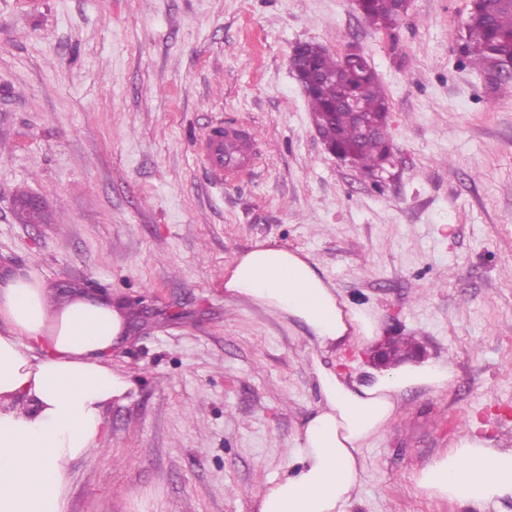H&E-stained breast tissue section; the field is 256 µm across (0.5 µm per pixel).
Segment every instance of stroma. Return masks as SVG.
Instances as JSON below:
<instances>
[{
  "mask_svg": "<svg viewBox=\"0 0 512 512\" xmlns=\"http://www.w3.org/2000/svg\"><path fill=\"white\" fill-rule=\"evenodd\" d=\"M470 0H410L389 29L353 0H0V273L53 303L89 282L140 299L112 369L102 452L69 512H254L319 402L306 328L224 281L266 242L309 255L382 336L415 337L452 384L415 388L366 443L353 512H458L413 490L457 434L512 448V82L462 54ZM357 45L389 105L378 178L330 155L290 55ZM258 165L215 187L195 138L216 117ZM52 219L22 223L14 196Z\"/></svg>",
  "mask_w": 512,
  "mask_h": 512,
  "instance_id": "stroma-1",
  "label": "stroma"
}]
</instances>
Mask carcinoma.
I'll return each mask as SVG.
<instances>
[{
	"mask_svg": "<svg viewBox=\"0 0 512 512\" xmlns=\"http://www.w3.org/2000/svg\"><path fill=\"white\" fill-rule=\"evenodd\" d=\"M363 20L377 28L395 24L406 12L405 0H360L357 7ZM464 56L469 63L485 70L499 65L512 64V6L496 7L494 21L470 17L466 23ZM300 64L312 69L323 79L315 93L308 96L313 122L322 138L340 142L352 153L354 166L372 171L381 165L388 135V102L381 83L373 71L354 66L347 69L343 80L336 81L341 60L331 56L323 47L306 43ZM357 100L361 111L369 112L378 122V130L369 137L363 136L351 112L336 110L331 116V106L342 97Z\"/></svg>",
	"mask_w": 512,
	"mask_h": 512,
	"instance_id": "carcinoma-1",
	"label": "carcinoma"
}]
</instances>
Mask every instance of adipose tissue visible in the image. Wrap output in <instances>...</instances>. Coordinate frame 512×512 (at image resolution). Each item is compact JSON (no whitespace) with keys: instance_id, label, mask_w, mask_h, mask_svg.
I'll list each match as a JSON object with an SVG mask.
<instances>
[{"instance_id":"adipose-tissue-1","label":"adipose tissue","mask_w":512,"mask_h":512,"mask_svg":"<svg viewBox=\"0 0 512 512\" xmlns=\"http://www.w3.org/2000/svg\"><path fill=\"white\" fill-rule=\"evenodd\" d=\"M244 299L302 323L326 350L367 346L380 334L372 311L350 304L308 257L276 244L240 256L224 283ZM127 324L118 305L96 294L50 309L41 283L0 278V512H68L69 465L99 449L104 410L132 383L107 361ZM321 401L298 436L299 453L256 496V512H352L360 451L396 419L398 398L414 387L440 390L454 369L404 362L351 381L313 358ZM429 498L483 512L512 500V450L477 432L455 440L412 477Z\"/></svg>"}]
</instances>
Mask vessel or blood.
I'll list each match as a JSON object with an SVG mask.
<instances>
[{
  "instance_id": "vessel-or-blood-1",
  "label": "vessel or blood",
  "mask_w": 512,
  "mask_h": 512,
  "mask_svg": "<svg viewBox=\"0 0 512 512\" xmlns=\"http://www.w3.org/2000/svg\"><path fill=\"white\" fill-rule=\"evenodd\" d=\"M197 154L215 186L238 180L254 169L258 148L254 139L242 137L240 129L214 120L197 140Z\"/></svg>"
}]
</instances>
